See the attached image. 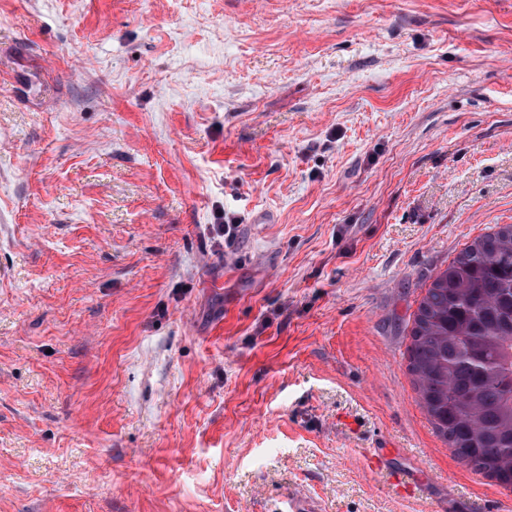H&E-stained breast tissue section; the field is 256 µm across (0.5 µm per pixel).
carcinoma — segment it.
Masks as SVG:
<instances>
[{
    "label": "carcinoma",
    "mask_w": 512,
    "mask_h": 512,
    "mask_svg": "<svg viewBox=\"0 0 512 512\" xmlns=\"http://www.w3.org/2000/svg\"><path fill=\"white\" fill-rule=\"evenodd\" d=\"M408 360L448 446L512 488V224L474 239L426 288Z\"/></svg>",
    "instance_id": "cac0c4a2"
}]
</instances>
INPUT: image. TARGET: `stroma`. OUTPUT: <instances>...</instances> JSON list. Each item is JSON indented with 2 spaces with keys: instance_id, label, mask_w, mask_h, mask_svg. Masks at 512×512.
I'll use <instances>...</instances> for the list:
<instances>
[{
  "instance_id": "35a3bbf8",
  "label": "stroma",
  "mask_w": 512,
  "mask_h": 512,
  "mask_svg": "<svg viewBox=\"0 0 512 512\" xmlns=\"http://www.w3.org/2000/svg\"><path fill=\"white\" fill-rule=\"evenodd\" d=\"M498 224L512 0H0V512H512L407 360Z\"/></svg>"
}]
</instances>
